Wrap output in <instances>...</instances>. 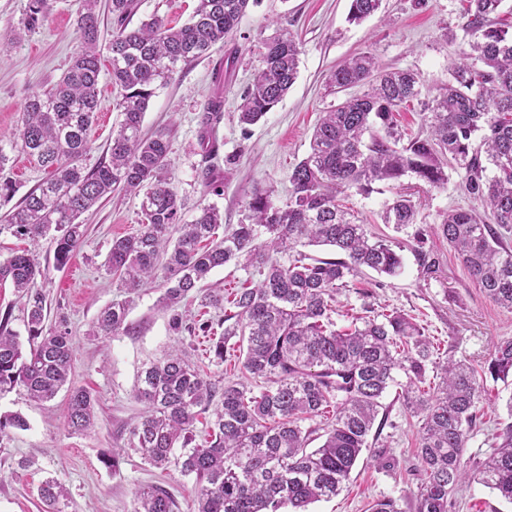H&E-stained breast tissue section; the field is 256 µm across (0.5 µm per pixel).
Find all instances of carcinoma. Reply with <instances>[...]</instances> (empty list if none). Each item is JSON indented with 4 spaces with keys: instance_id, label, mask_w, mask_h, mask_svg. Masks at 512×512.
Returning a JSON list of instances; mask_svg holds the SVG:
<instances>
[{
    "instance_id": "1",
    "label": "carcinoma",
    "mask_w": 512,
    "mask_h": 512,
    "mask_svg": "<svg viewBox=\"0 0 512 512\" xmlns=\"http://www.w3.org/2000/svg\"><path fill=\"white\" fill-rule=\"evenodd\" d=\"M98 0H79L81 50L49 87L26 98L15 146L37 158L46 177L0 219L37 243L50 231L55 261L68 263L85 236L79 218L112 191L142 196L139 232L112 240L107 266L134 293L160 281L161 308L170 313L175 336L194 331L179 312L194 293L201 306L223 316L224 332L212 343L219 364H241L254 384L231 381L224 389L204 379L188 355L173 350L142 368L135 398L145 404L129 428L128 447L154 468H180L195 476V512H307V506L339 494L365 451L395 383L407 410L421 418L417 456L423 479L415 512H448L466 471L461 463L487 379L512 376V339L497 342L481 370L449 355L434 358L433 345L414 318L397 310L357 317L336 328V296L364 268L395 276L402 267L392 241L373 237L342 204L351 190L369 194L378 183L413 178L428 189L448 184V164L463 170V187L483 208L451 210L437 232L454 249L472 279L497 305L512 310V24L500 18L502 0H461L474 41L448 67V82L424 103L428 134L402 141L393 113L421 96L410 70L382 69L369 52L345 60L331 75L340 92L358 84L368 90L323 113L308 155L289 176L288 201L276 205L256 190L238 224L224 226L214 205L198 208L180 223L184 200L171 182L168 133L142 132L157 84L167 83L178 64L201 58L237 31L250 0H197L189 21L176 28L153 17L129 27L134 0H108L115 24L99 43ZM382 0H350L349 21L375 15ZM48 18L47 0H29L25 30ZM299 47L288 35L264 44L260 67L244 92L239 123L257 124L295 83ZM107 59L116 90L113 109L121 120L112 131L108 157L89 170L84 157L99 107L98 82ZM224 101L209 100L200 115L204 160L218 154L216 127ZM408 194L393 198L382 221L399 230L415 223ZM298 246H330L337 257L283 261ZM254 271L260 281L225 293L202 286L212 270L228 263ZM45 276L30 250L0 262V283L11 281L27 305L29 353L8 331L10 313L0 315V392L23 389L35 401H50L69 383L73 344L68 333L44 331V305L32 292ZM130 300H114L92 322L90 334L128 332ZM440 375L436 392L423 395L427 370ZM216 408H211V405ZM206 439L196 442V423ZM95 402L84 389L71 390L65 423L73 434L90 431ZM324 442L309 448L315 434ZM501 442L478 463L479 481L512 501V422ZM46 512H66L67 490L52 477L38 489ZM134 512H174L173 496L147 486L137 492Z\"/></svg>"
}]
</instances>
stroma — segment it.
<instances>
[{"mask_svg": "<svg viewBox=\"0 0 512 512\" xmlns=\"http://www.w3.org/2000/svg\"><path fill=\"white\" fill-rule=\"evenodd\" d=\"M133 24L159 17L172 25L188 22L195 0H135ZM28 0H0V151L8 161L0 176L12 179L15 192L0 198V216L9 213L45 176L39 163L17 175L26 153L14 146L26 97L45 88L66 70L80 51L76 31L77 0H49L48 19L30 31H21ZM350 0H254L237 32L213 46L202 58L179 64L173 78L157 86L145 114L143 130L168 129L171 140L173 184L185 202L183 222H191L203 205H214L228 224L239 223L245 204L257 189L271 191L275 204L288 199L293 166L310 151V141L321 112L343 100L329 93L330 74L345 59L372 52L385 69L417 73L425 90L448 79V64L467 49L469 34L459 15L460 0H383L382 10L361 24L346 20ZM452 30L454 40L443 37ZM292 36L300 47L298 76L288 94L250 129L238 122L241 96L260 66L264 42L274 36ZM109 65L99 76L100 106L85 156L95 167L120 116L112 107L114 93ZM224 100V118L216 129L219 146L214 159L216 189L204 187L200 171L204 156L198 117L213 95ZM463 173L449 169L445 188L430 190L412 185L418 206L415 224L403 231L382 223L380 214L395 194L383 185L371 194H351L348 204L376 236L401 243L403 264L393 277L364 270L356 288L339 297L338 327L350 326L367 308L398 309L416 318L439 355L483 365L493 342L512 338V310L493 303L472 280L453 250L437 233L450 210L470 208L462 188ZM86 236L63 268H56L54 247L41 240L36 252L47 274L36 284L45 297L48 328L68 331L74 346L71 384L88 390L96 400L94 428L82 435L65 425L66 392L37 404L22 389L0 394V417L21 416L25 428H7L0 434V512H43L38 487L58 478L68 491L67 512H133L137 491L147 485L173 494L177 512H195L194 484L179 469L162 471L129 453L113 458L126 446L128 430L141 405L133 397L136 375L144 363L161 358L171 348L190 354L200 373L211 381L240 378L231 364L219 365L209 348L210 332L176 336L168 315L158 305L160 292L147 285L127 294L105 261L113 238L137 233L143 215L141 198L114 192L82 215ZM437 261L433 274H424L414 251L416 235ZM129 299V332L93 336L89 325L112 301ZM396 382L382 404L391 421L377 446L395 466L381 470L359 459L336 497L309 505L308 512H370L379 499L397 500L401 512H415L421 484L416 455L420 421L400 397L407 378L396 372ZM512 422V377L487 382L478 403L462 463L468 477L452 498L449 512H512V504L474 479L475 464L499 443L498 433ZM30 468L19 469L21 460Z\"/></svg>", "mask_w": 512, "mask_h": 512, "instance_id": "1", "label": "stroma"}]
</instances>
